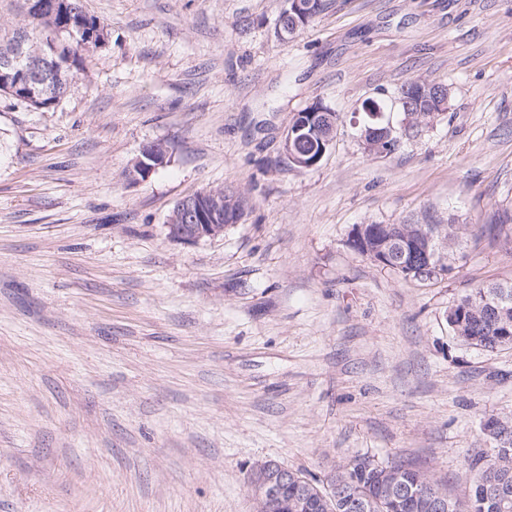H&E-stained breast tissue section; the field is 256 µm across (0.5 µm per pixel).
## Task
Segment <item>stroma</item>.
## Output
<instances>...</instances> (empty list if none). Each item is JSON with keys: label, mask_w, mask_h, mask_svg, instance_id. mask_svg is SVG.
<instances>
[{"label": "stroma", "mask_w": 512, "mask_h": 512, "mask_svg": "<svg viewBox=\"0 0 512 512\" xmlns=\"http://www.w3.org/2000/svg\"><path fill=\"white\" fill-rule=\"evenodd\" d=\"M287 41L284 0H84L108 32L42 112L0 95V512H256L274 461L314 483L402 460L462 500L468 454L512 420V347L460 342L471 290L512 282V0H330ZM445 112L388 155L402 85ZM338 115L320 163L280 161L294 114ZM161 143L168 162L130 170ZM249 199L224 235L176 203ZM457 225L447 277L379 267L362 224ZM227 195L222 188L198 192L180 200L168 218L170 238L198 243L223 236L227 228L239 224L244 215L234 208L235 199L231 200Z\"/></svg>", "instance_id": "stroma-1"}]
</instances>
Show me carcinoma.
Returning a JSON list of instances; mask_svg holds the SVG:
<instances>
[{
  "label": "carcinoma",
  "instance_id": "carcinoma-1",
  "mask_svg": "<svg viewBox=\"0 0 512 512\" xmlns=\"http://www.w3.org/2000/svg\"><path fill=\"white\" fill-rule=\"evenodd\" d=\"M21 9L23 23L0 27V48L15 43L19 30H26L35 40L45 43V75L36 83L39 94L31 98L26 85L35 80L36 71L30 67L28 57L23 56L14 63V71L0 74V92L34 110L48 111L66 96L74 70L80 69L83 63L81 51L97 47V37L107 34V30L98 17L85 10L83 0H22ZM430 237L442 238L450 247L456 245L454 219L448 218L446 224L366 225V241L372 250L385 242L397 248L407 238L417 243L416 249H407V263L426 261L422 248ZM502 289L512 295V283H494L472 290L454 304L455 311L448 316V325L461 342L488 351L512 346V303L504 312L488 311V302ZM496 422L507 430L506 440L511 446L497 453L480 450L468 458L473 473L470 494L463 502L448 499V512H502L498 504L505 500L512 510V421L498 417ZM388 469L399 472L409 488L439 492L426 471L403 462L379 464L369 459L358 460L337 472L334 479L366 497V512H430L424 495L401 501L388 492L383 477Z\"/></svg>",
  "mask_w": 512,
  "mask_h": 512
}]
</instances>
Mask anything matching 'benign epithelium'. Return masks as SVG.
<instances>
[{
    "mask_svg": "<svg viewBox=\"0 0 512 512\" xmlns=\"http://www.w3.org/2000/svg\"><path fill=\"white\" fill-rule=\"evenodd\" d=\"M307 115L313 120L318 118L326 121L321 150L324 154L336 137V123L332 117L325 116V111L316 104L308 107ZM297 133V129L288 127L281 141L280 156L297 169H310L318 164V160L309 161L298 152L295 144ZM167 155L165 145H150L143 150L134 169L148 175L167 163ZM234 204L235 200L228 198V192L224 189L198 192L183 198L168 218L170 238L184 243H198L224 235L227 228L243 219ZM248 483L255 497L256 512H280L287 506L293 512H311L314 505L311 484L276 462L267 461L253 467ZM290 483L295 485V491L291 502L287 504L283 501L282 493ZM329 496L332 501L339 502L346 512H363L366 508V501L362 497L333 480L330 481Z\"/></svg>",
    "mask_w": 512,
    "mask_h": 512,
    "instance_id": "1",
    "label": "benign epithelium"
}]
</instances>
